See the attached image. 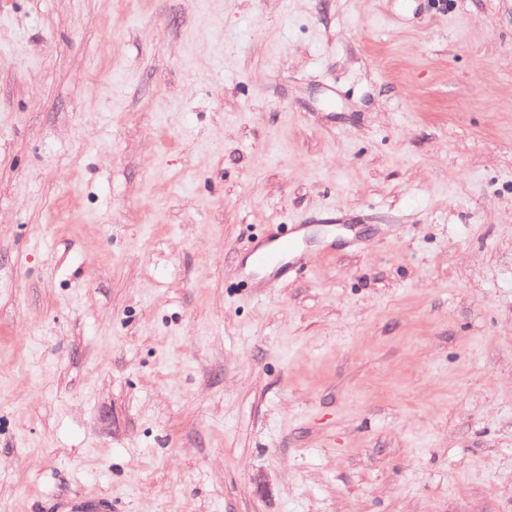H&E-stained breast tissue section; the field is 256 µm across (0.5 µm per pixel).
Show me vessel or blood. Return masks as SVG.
I'll return each mask as SVG.
<instances>
[{
  "label": "vessel or blood",
  "mask_w": 512,
  "mask_h": 512,
  "mask_svg": "<svg viewBox=\"0 0 512 512\" xmlns=\"http://www.w3.org/2000/svg\"><path fill=\"white\" fill-rule=\"evenodd\" d=\"M301 227L270 225L248 244L251 267L243 277L253 288H274L284 281L288 266L301 249Z\"/></svg>",
  "instance_id": "1"
}]
</instances>
